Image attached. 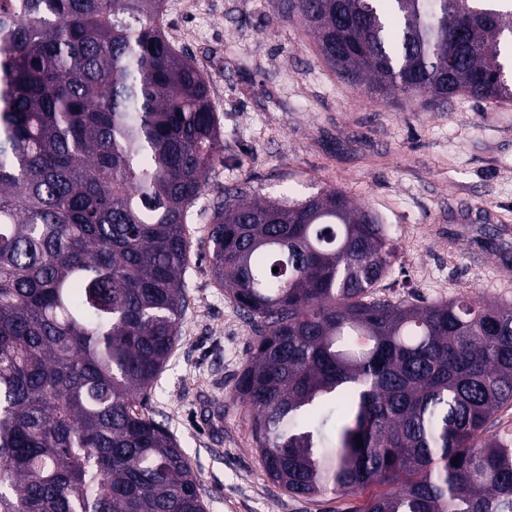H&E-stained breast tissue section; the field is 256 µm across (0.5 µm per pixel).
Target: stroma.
Masks as SVG:
<instances>
[{
    "label": "stroma",
    "instance_id": "stroma-1",
    "mask_svg": "<svg viewBox=\"0 0 512 512\" xmlns=\"http://www.w3.org/2000/svg\"><path fill=\"white\" fill-rule=\"evenodd\" d=\"M168 39L209 80L224 159L190 209L188 306L145 407L179 442L207 512H347L363 497H291L267 477L233 396L255 335L213 276L205 238L222 190L302 199L335 187L385 224V298L512 303V103L433 109L340 80L277 0H164Z\"/></svg>",
    "mask_w": 512,
    "mask_h": 512
}]
</instances>
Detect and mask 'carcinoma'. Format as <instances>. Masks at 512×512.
<instances>
[{
    "mask_svg": "<svg viewBox=\"0 0 512 512\" xmlns=\"http://www.w3.org/2000/svg\"><path fill=\"white\" fill-rule=\"evenodd\" d=\"M162 5L0 0V512H206L142 402L179 340L189 210L224 155ZM279 8L358 88L512 102V0ZM207 248L259 324L235 392L274 484L393 487L348 512H512L511 305L377 295L397 246L337 188L226 191Z\"/></svg>",
    "mask_w": 512,
    "mask_h": 512,
    "instance_id": "cac0c4a2",
    "label": "carcinoma"
}]
</instances>
